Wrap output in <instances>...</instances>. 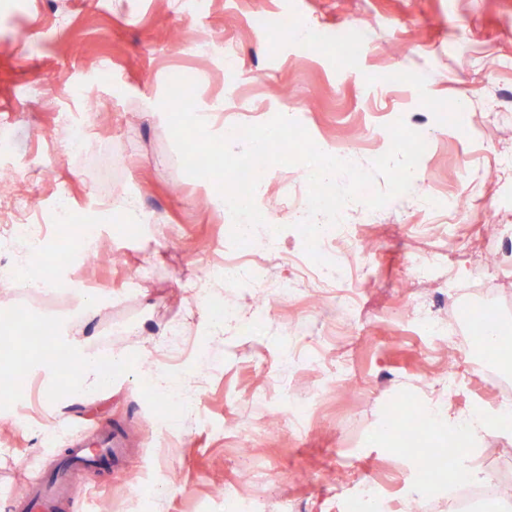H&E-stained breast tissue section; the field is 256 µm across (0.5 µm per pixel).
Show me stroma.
Returning <instances> with one entry per match:
<instances>
[{
  "label": "stroma",
  "instance_id": "1",
  "mask_svg": "<svg viewBox=\"0 0 512 512\" xmlns=\"http://www.w3.org/2000/svg\"><path fill=\"white\" fill-rule=\"evenodd\" d=\"M178 74L196 82L213 134L284 112L316 144L352 147L365 169L389 149L388 124L427 129L409 193L366 223L362 202L345 207L355 238L339 249L363 261L355 306L302 282L278 296L295 276L281 256L300 250L288 199L308 178L302 164L265 169L256 189L282 227L260 284L201 286L231 218L213 182L184 173L159 114ZM511 94L512 0H209L201 14L190 0H0V133L14 146L0 168L27 171L20 189L43 213L66 193L76 219L99 209L108 176L112 222L98 248L113 256L87 274L78 242L61 236L7 256L18 276L0 287V336L14 339L0 347V379L20 370L32 386L0 388V512H19L16 487L48 476L70 441L95 440L107 422L126 430L123 459L76 472L83 494L59 512H233L246 467L265 475L249 489L259 512H351L346 494L364 482L380 483L398 512H445L433 498L412 503L406 472L418 459L402 433L378 432L400 401L453 417L494 394L471 357L417 321L447 314L436 292L467 278L471 252L491 242L487 225H512V174L494 167L512 152V115L489 114L491 99ZM66 113L88 128L84 155L67 149ZM129 196L153 223L119 237ZM433 251L447 252L446 271L407 287L409 257ZM29 265L51 275L52 295L32 293ZM203 288L237 318L202 317ZM258 292L269 300L259 314ZM174 321L186 347L175 355L157 347ZM53 323L88 353L120 357L106 385L62 394L60 375L33 365L36 344L13 333ZM340 359L356 390L337 388ZM157 370L178 384L155 389ZM304 400L309 413L293 419Z\"/></svg>",
  "mask_w": 512,
  "mask_h": 512
}]
</instances>
